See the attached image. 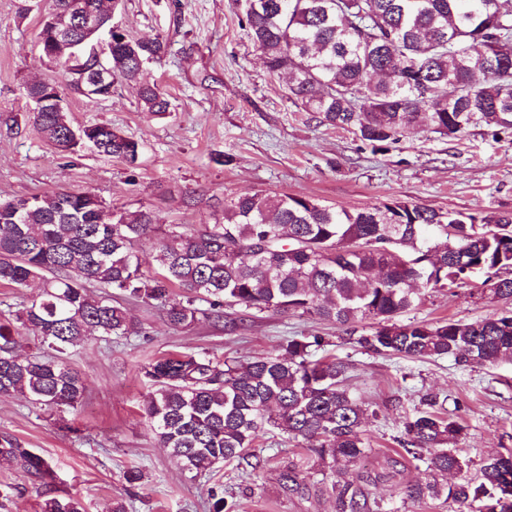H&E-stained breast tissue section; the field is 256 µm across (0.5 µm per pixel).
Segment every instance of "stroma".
I'll use <instances>...</instances> for the list:
<instances>
[{
    "instance_id": "obj_1",
    "label": "stroma",
    "mask_w": 512,
    "mask_h": 512,
    "mask_svg": "<svg viewBox=\"0 0 512 512\" xmlns=\"http://www.w3.org/2000/svg\"><path fill=\"white\" fill-rule=\"evenodd\" d=\"M51 4L0 0V201L64 190L94 195L113 212L152 211L157 231L137 246L145 270H153L155 246L169 225L197 231L222 221L225 199L244 193L300 194L345 209L409 201L478 216L512 213V130L495 136L475 127L448 138L419 123L375 151L350 131L316 124L289 100L284 81L267 70L241 27L244 0H119L113 25L168 44L166 54L145 62L142 77L160 87L171 110L162 117L145 112L135 85L121 81L95 103L66 92L73 126L110 125L137 141L141 156L132 169L90 150L63 155L38 133L26 92L35 81L63 80L39 46ZM119 304L145 333L109 341L92 335L71 349L68 362L86 386L77 409L0 396V433L36 449L57 473L43 493L14 467L0 465V512H41L48 494L79 497L86 512H112L113 499L127 496L129 512H210L213 491L232 512H334L323 488L338 481V473L314 468L286 433L263 435L259 467L234 462L196 475L159 446L140 411L148 391L142 369L165 353L245 361L277 352L286 338L301 334L335 342V354L349 363L351 390L373 410L362 425L372 448L365 470L381 512H448L445 499L410 501L400 494L429 476L397 442L406 416L426 397H436L437 409L463 425L458 449L469 476H477L487 457L512 451V361L471 368L448 358L372 354L337 345L335 325L288 312L232 306L223 321L201 315L176 328L160 305L125 298ZM503 306L475 277L428 292L403 319L474 321ZM290 462L309 473L308 492L283 487L280 473ZM133 466L143 479L130 493L123 473Z\"/></svg>"
}]
</instances>
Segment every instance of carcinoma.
Listing matches in <instances>:
<instances>
[{"mask_svg": "<svg viewBox=\"0 0 512 512\" xmlns=\"http://www.w3.org/2000/svg\"><path fill=\"white\" fill-rule=\"evenodd\" d=\"M79 1L110 24L104 0H53L51 14L62 20ZM241 25L294 105L375 149L399 141L419 115L450 138L477 126L495 135L512 129V9L501 0H245ZM166 51L158 37L112 33V75L135 84L144 110L158 116L171 103L140 74ZM95 65L89 57L62 65L65 87L83 92ZM34 123L61 153L93 147L137 167L139 143L108 125L80 131L65 112H38ZM154 231L151 211L111 214L85 193L0 202V284L39 289L17 316L37 352L17 358V330L0 323L1 396L81 404L84 381L64 355L92 331L105 340L145 335L112 304L114 294L162 305L174 327L199 314L220 320L224 307L238 305L331 322L343 342L374 354L448 357L466 367L512 359L511 308L475 321H398L428 291L475 275L512 304L511 213L478 217L408 201L348 211L298 194H244L224 200L219 224L170 226L148 272L135 245ZM328 345L303 334L286 339L283 353L250 361L167 353L144 367L146 427L198 474L251 455L269 428L282 429L320 465L348 475L328 488L335 512H374L368 478L349 474L371 452L361 430L368 407L346 384L342 358L316 357ZM434 404L406 419L397 443L431 474L458 479L408 485L404 498L443 497L448 512H512V452L487 458L469 477L457 449L463 426ZM0 461L40 486L56 479L47 458L7 433ZM281 479L292 491L306 482L291 463ZM41 509L86 512L74 496L48 497Z\"/></svg>", "mask_w": 512, "mask_h": 512, "instance_id": "1", "label": "carcinoma"}]
</instances>
